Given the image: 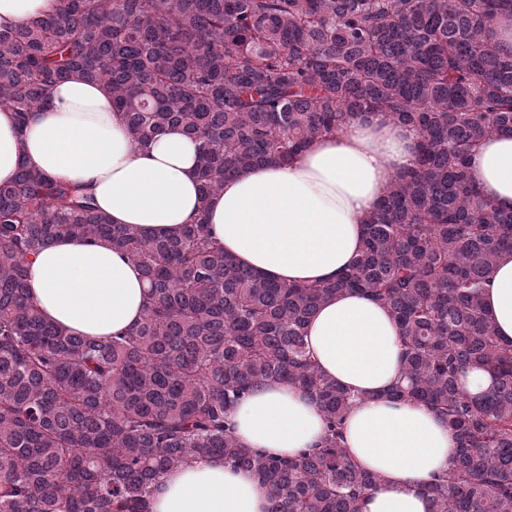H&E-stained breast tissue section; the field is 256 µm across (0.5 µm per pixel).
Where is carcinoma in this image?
Segmentation results:
<instances>
[{
  "label": "carcinoma",
  "mask_w": 512,
  "mask_h": 512,
  "mask_svg": "<svg viewBox=\"0 0 512 512\" xmlns=\"http://www.w3.org/2000/svg\"><path fill=\"white\" fill-rule=\"evenodd\" d=\"M512 0H62L0 29V106L18 125L74 72L103 85L130 137L180 127L202 194L286 163L351 116L384 111L420 135L414 166L367 218L351 268L310 285L238 265L204 216L165 233L111 223L88 189L23 163L0 185V512H149L168 469L219 457L253 473L268 512H360L379 483L343 445L357 396L322 375L306 325L349 291L385 305L405 348L392 397L423 405L459 451L432 512H512V344L480 298L512 252V212L481 196L468 157L512 136ZM104 241L139 263L141 323L107 339L47 321L27 267L53 239ZM491 386L465 389L467 372ZM269 382L315 400L318 448L280 458L240 443L228 410Z\"/></svg>",
  "instance_id": "carcinoma-1"
}]
</instances>
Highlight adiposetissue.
Masks as SVG:
<instances>
[{
	"label": "adipose tissue",
	"instance_id": "ef3b65f1",
	"mask_svg": "<svg viewBox=\"0 0 512 512\" xmlns=\"http://www.w3.org/2000/svg\"><path fill=\"white\" fill-rule=\"evenodd\" d=\"M417 130L376 112L312 140L288 165L270 162L200 194L198 143L171 128L139 144L102 85L75 73L54 85L26 126L0 107V184L20 163L82 184L112 223L169 231L205 213L212 234L239 265L268 278L307 284L336 276L358 256L367 217L396 175L412 167ZM483 196L512 211V137L481 140L469 156ZM30 298L50 321L105 338L141 321L148 285L139 266L103 242L80 236L48 243L28 270ZM497 336L512 342V254H501L482 294ZM307 349L317 368L363 400L348 413L344 445L380 477L360 512H432L425 485L445 473L453 432L427 408L390 398L404 347L384 305L360 293L326 300L310 319ZM247 447L293 457L325 434L318 406L280 383L259 387L231 410ZM265 489L249 472L208 458L157 480L150 512H268Z\"/></svg>",
	"mask_w": 512,
	"mask_h": 512
}]
</instances>
